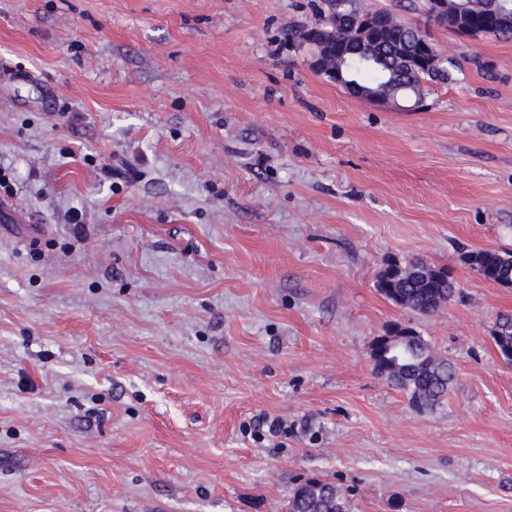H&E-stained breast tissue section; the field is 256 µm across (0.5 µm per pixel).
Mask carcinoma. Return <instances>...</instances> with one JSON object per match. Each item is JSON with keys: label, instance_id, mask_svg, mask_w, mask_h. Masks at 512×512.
Here are the masks:
<instances>
[{"label": "carcinoma", "instance_id": "obj_1", "mask_svg": "<svg viewBox=\"0 0 512 512\" xmlns=\"http://www.w3.org/2000/svg\"><path fill=\"white\" fill-rule=\"evenodd\" d=\"M325 20L320 30L291 31L288 39L310 42L326 69L343 66V79L361 90V99L373 95H398L408 103L426 97V85L454 80L448 60L435 49H423L421 29L391 21L383 30L363 28L373 15L365 0H324ZM467 13L462 21L477 26L486 8L512 16V0H464ZM426 53L427 65L414 68L413 57ZM464 261L484 279L501 287H512V252L491 249L469 251ZM376 288L393 304L422 315H430L448 303L457 283L443 268L417 259L408 264L390 263L380 272ZM496 348L512 361V315L503 314L493 330ZM395 369L382 374L389 384L405 392L409 403L432 410L448 398L455 381L454 365L439 356L422 336L408 341ZM287 512H351V501L335 483L313 479L293 490Z\"/></svg>", "mask_w": 512, "mask_h": 512}]
</instances>
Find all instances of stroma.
Instances as JSON below:
<instances>
[{
    "label": "stroma",
    "instance_id": "obj_1",
    "mask_svg": "<svg viewBox=\"0 0 512 512\" xmlns=\"http://www.w3.org/2000/svg\"><path fill=\"white\" fill-rule=\"evenodd\" d=\"M454 80L356 101L310 44L322 0H0V512H512V40L431 24ZM81 213L82 225L71 224ZM447 267L423 316L387 263ZM411 328L456 366L419 412L369 347ZM281 420L282 433L267 422ZM464 261L484 279L501 287H512V252L491 249L469 251ZM422 266L428 267L423 273L420 272ZM445 269L431 266L421 259L404 265L390 263L378 275L376 288L393 304L430 315L456 293L457 283ZM496 348L507 361H512V315L503 314L498 318L492 333ZM287 512H351V501L335 483L313 479L295 487Z\"/></svg>",
    "mask_w": 512,
    "mask_h": 512
}]
</instances>
